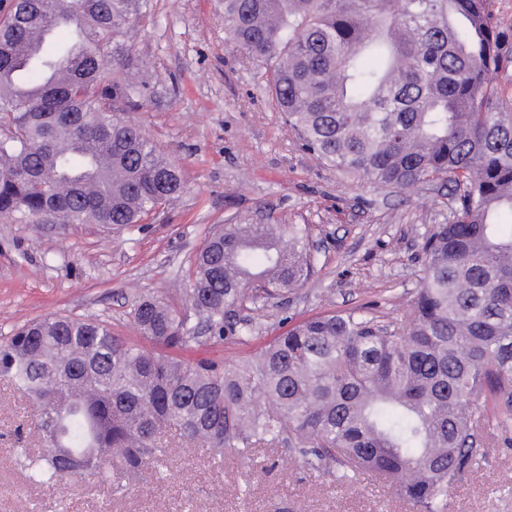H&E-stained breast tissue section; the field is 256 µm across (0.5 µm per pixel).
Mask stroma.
<instances>
[{
  "label": "stroma",
  "instance_id": "35a3bbf8",
  "mask_svg": "<svg viewBox=\"0 0 512 512\" xmlns=\"http://www.w3.org/2000/svg\"><path fill=\"white\" fill-rule=\"evenodd\" d=\"M121 41L143 83L129 113L179 164L186 192L156 218L108 229L50 228L0 218V338L36 317L103 320L141 337L136 296L169 295L208 232L221 224H305L316 274L290 294L245 310L253 331L182 351V358L241 365L287 321L370 306L403 315L420 286L421 244L446 223L450 203L422 187L381 192L323 167L298 147L269 102L261 69L224 33V0H139ZM31 409L0 382V512H423L370 479L336 480L281 448L250 460L181 444L168 471L110 494L95 479L29 483L17 451L30 448ZM446 512H512V421L489 422L483 456L449 488Z\"/></svg>",
  "mask_w": 512,
  "mask_h": 512
}]
</instances>
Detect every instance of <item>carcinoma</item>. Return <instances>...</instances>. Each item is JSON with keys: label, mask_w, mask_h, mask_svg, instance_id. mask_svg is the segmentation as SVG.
<instances>
[{"label": "carcinoma", "mask_w": 512, "mask_h": 512, "mask_svg": "<svg viewBox=\"0 0 512 512\" xmlns=\"http://www.w3.org/2000/svg\"><path fill=\"white\" fill-rule=\"evenodd\" d=\"M491 0H224V32L263 69L302 150L377 190L432 184L459 206L423 238L406 318L301 321L226 368L173 350L247 337L316 269L306 224H226L175 296L131 321L34 319L0 340V381L40 416L22 466L39 484L92 477L124 493L170 459L172 431L224 461L286 445L308 469L376 477L426 512L481 455L485 412L512 419V24ZM137 0H9L0 15V216L140 224L186 190L182 169L124 117L139 90L118 40ZM79 27L84 49L31 53ZM197 321H192V318Z\"/></svg>", "instance_id": "carcinoma-1"}]
</instances>
